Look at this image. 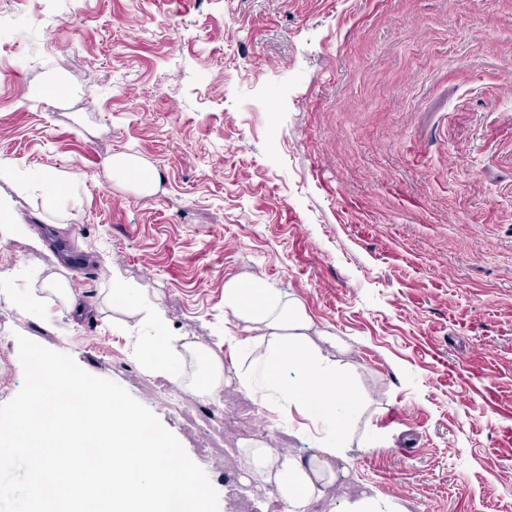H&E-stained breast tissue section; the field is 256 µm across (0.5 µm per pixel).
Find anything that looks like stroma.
Segmentation results:
<instances>
[{
	"label": "stroma",
	"mask_w": 512,
	"mask_h": 512,
	"mask_svg": "<svg viewBox=\"0 0 512 512\" xmlns=\"http://www.w3.org/2000/svg\"><path fill=\"white\" fill-rule=\"evenodd\" d=\"M65 75L77 95L30 87ZM159 176L111 181L114 153ZM0 164L77 175L67 226L45 186L0 185L37 251L0 234V404L24 381L17 335L70 355L149 408L206 473L219 512L258 488L198 397L133 361L154 326L107 307L113 270L149 291L166 333L247 360L224 285L264 280L300 300L359 406L344 478L309 512L368 493L401 512H512V0H0ZM81 231L71 237V228ZM78 294L74 320L17 311L35 277ZM244 400L269 446L312 455L326 427ZM397 412V421L388 413ZM104 171L110 179L136 187L145 194H154L158 188L155 172L136 154L116 153L103 163Z\"/></svg>",
	"instance_id": "stroma-1"
}]
</instances>
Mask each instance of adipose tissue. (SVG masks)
<instances>
[{"instance_id":"ef3b65f1","label":"adipose tissue","mask_w":512,"mask_h":512,"mask_svg":"<svg viewBox=\"0 0 512 512\" xmlns=\"http://www.w3.org/2000/svg\"><path fill=\"white\" fill-rule=\"evenodd\" d=\"M104 171L109 178L143 193L157 191L155 172L135 154L123 152L107 157ZM109 294L144 313L155 327L166 325L165 312L148 298L146 289L120 274H113ZM53 304L61 319L80 310L77 295L55 272L36 280L21 297L19 308L29 312ZM224 308L235 318L252 355L249 365L234 368L239 391L260 396L262 404L274 412L295 405L332 430L331 436L308 458L274 451L262 441L242 450L259 481L276 485L286 512H306L310 504L323 498L326 488L337 482L335 463L345 457L343 427L336 409L357 404L350 379L322 350L323 345L335 344L336 336L327 330H314L298 300L266 283L226 282ZM137 351L150 373L176 386L192 387L200 397H216L224 385V364L211 344L158 335L139 344ZM289 366L300 368L297 381L283 377V369Z\"/></svg>"}]
</instances>
